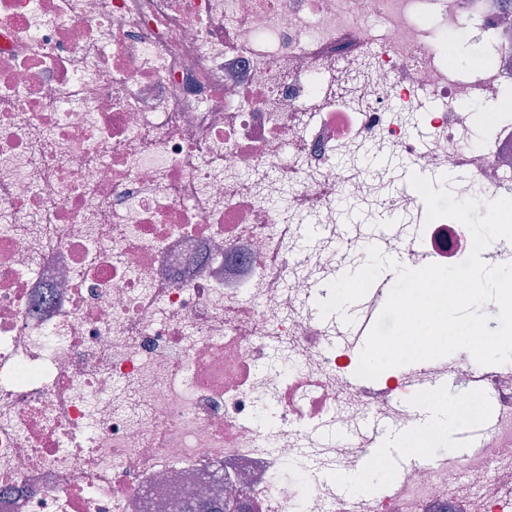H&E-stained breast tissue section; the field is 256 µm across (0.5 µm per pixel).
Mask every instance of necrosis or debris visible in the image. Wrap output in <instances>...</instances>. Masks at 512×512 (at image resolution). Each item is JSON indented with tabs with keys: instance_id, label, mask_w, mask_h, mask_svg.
Here are the masks:
<instances>
[{
	"instance_id": "1",
	"label": "necrosis or debris",
	"mask_w": 512,
	"mask_h": 512,
	"mask_svg": "<svg viewBox=\"0 0 512 512\" xmlns=\"http://www.w3.org/2000/svg\"><path fill=\"white\" fill-rule=\"evenodd\" d=\"M509 96L512 0H0V512H512V362L465 354L474 445L344 489L362 421L414 429L434 372L366 392L318 308L366 263L337 195L412 217L407 266L472 251L344 160L512 198Z\"/></svg>"
}]
</instances>
